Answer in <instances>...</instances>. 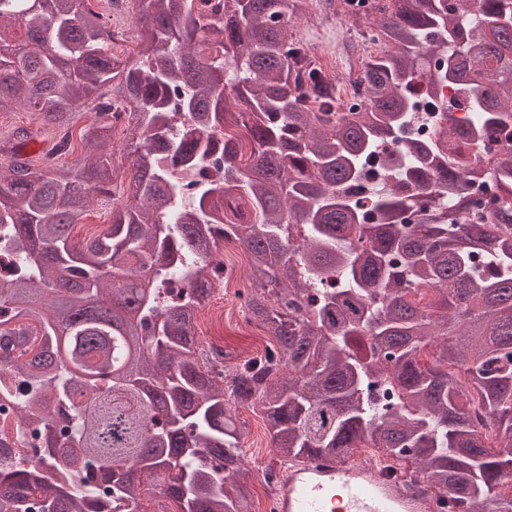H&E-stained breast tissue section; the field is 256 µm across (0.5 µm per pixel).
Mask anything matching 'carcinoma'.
<instances>
[{"label": "carcinoma", "instance_id": "carcinoma-1", "mask_svg": "<svg viewBox=\"0 0 512 512\" xmlns=\"http://www.w3.org/2000/svg\"><path fill=\"white\" fill-rule=\"evenodd\" d=\"M136 2L123 59L88 0H0L20 29L0 30V109L41 120L0 145V448L15 424L33 448L0 466V512H256L234 413L253 405L283 464L371 449L444 512H512V213L485 223L470 191L512 198V152L472 163L512 125V0H346L349 102L292 34L307 0ZM424 78L467 125L406 141ZM123 114L129 198L76 244L115 196ZM232 242L271 344L226 369L193 320ZM125 142L124 128L118 125L111 131V140L106 147L109 153L113 152L114 164L118 167L123 174V178H127L129 174V161L123 153V146Z\"/></svg>", "mask_w": 512, "mask_h": 512}]
</instances>
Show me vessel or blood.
Here are the masks:
<instances>
[{
	"mask_svg": "<svg viewBox=\"0 0 512 512\" xmlns=\"http://www.w3.org/2000/svg\"><path fill=\"white\" fill-rule=\"evenodd\" d=\"M273 512H429V498L374 464L301 457L280 468Z\"/></svg>",
	"mask_w": 512,
	"mask_h": 512,
	"instance_id": "vessel-or-blood-1",
	"label": "vessel or blood"
}]
</instances>
